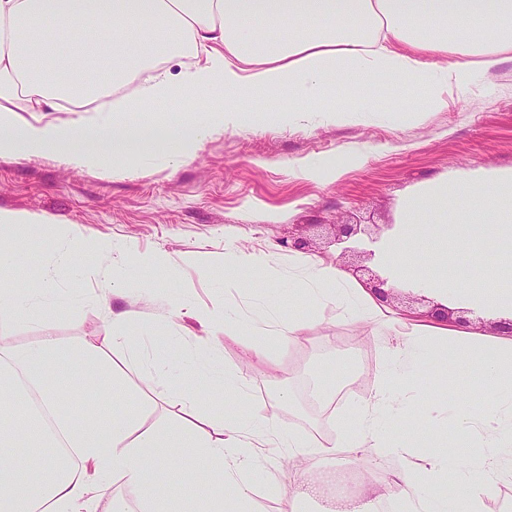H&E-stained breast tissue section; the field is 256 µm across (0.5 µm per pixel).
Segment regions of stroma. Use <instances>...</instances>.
<instances>
[{
	"label": "stroma",
	"instance_id": "obj_1",
	"mask_svg": "<svg viewBox=\"0 0 512 512\" xmlns=\"http://www.w3.org/2000/svg\"><path fill=\"white\" fill-rule=\"evenodd\" d=\"M393 93L389 86L370 90L368 101L377 113L360 122L227 130L200 142L190 158L177 164L169 158L166 139L192 115L170 108L158 115L165 140L153 154L132 157L129 173L121 175L73 169L45 158L0 159V209L46 215L83 236L133 247L118 260L81 251V266L67 284L72 302L28 316L0 311V339L23 347L49 330L66 344L96 343L113 318L137 314L133 350L110 352L112 367L122 377V396L111 399L64 381V410L82 417L96 407L128 409L141 413L144 427L169 424L168 406L153 402L143 380L157 360L166 358L174 373L167 387L194 384V370L174 344L188 349L196 340L212 339L223 365L238 362V337L224 335L220 325L179 314L178 303L210 311L250 302L244 292L225 287L223 271L205 276L183 259L220 253L230 244L250 245L269 256L264 283L282 316L315 322L303 340L278 353L280 375L295 401L292 422L309 432H329V412L304 402L309 373L320 371L332 386L337 361L350 360L361 372L345 382L344 393L362 396L368 387L366 370L382 363L387 334L369 324L339 322L334 304L313 306L289 283L288 260L295 252L283 247V240L293 234L306 237L305 256L339 261L348 277L363 285L372 275H386L387 268L376 257L339 258L332 244L336 225L394 224L404 199L427 180L480 167H512V61L492 70L478 87L457 93L454 105L429 114L420 125H395L382 116ZM348 151L363 154V161L346 164ZM303 158L341 166L342 174L332 182L304 178L289 166ZM10 243L22 264L16 271L0 268V287L34 282L52 250L49 237L14 236ZM157 249L178 257V267L151 271L137 266L136 252ZM437 376L455 383L458 396L468 398L475 391V373L466 362L425 357L414 380L421 392L416 401L420 414H438L448 405L447 397L428 390ZM180 467L190 478L177 483L169 512H208L206 487L191 454L183 455ZM336 467L328 458L302 457L281 469L258 470L252 477L257 489L253 512H321L318 488L308 476ZM273 479L281 494H264Z\"/></svg>",
	"mask_w": 512,
	"mask_h": 512
}]
</instances>
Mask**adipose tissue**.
Listing matches in <instances>:
<instances>
[{
  "mask_svg": "<svg viewBox=\"0 0 512 512\" xmlns=\"http://www.w3.org/2000/svg\"><path fill=\"white\" fill-rule=\"evenodd\" d=\"M103 52L120 60L106 75L93 64ZM504 61H512V0H0V159L121 171L130 156L151 152L160 109L204 97L201 116L170 144V158L180 162L228 129L313 115L355 122L368 110L367 90L393 79L423 97L390 104L389 117L418 125ZM173 62L178 72L170 71ZM339 85L349 89L347 100L333 96ZM32 112L57 118L31 122ZM69 112L80 121L66 120ZM127 112L142 113V123L127 125ZM12 231L59 241L73 235L49 217L0 209V236ZM187 262L203 273L222 265L234 288L268 268L263 251L243 245ZM77 264L76 249L60 251L36 285L1 289L0 307L44 309ZM294 278L313 305L335 303L338 321L366 322L393 337L369 392L338 418L332 436L293 429L282 416L293 404L280 389L275 350L296 342L302 324L276 318L264 293L224 321L225 335L243 338L234 368L218 372L212 346L196 349L204 381L224 390V411L204 414L197 392L178 393L191 421L174 429L145 428L131 413L95 423L61 408L60 363L77 387L111 388L117 379L101 346L128 348V335L104 336L99 345L66 346L50 334L28 347L0 344V399L16 411L0 421V512H97L115 478L144 512H161L187 449L218 488L210 512H251L248 476L267 461L279 466L315 454L349 465L369 451L397 464L362 488L352 512H378L390 501L403 512H482L500 485L512 483V339L483 342L461 327L399 316L320 258L297 264ZM426 349L467 362L481 381V402H452L447 421L429 416L417 426L412 382ZM257 362L279 390L277 415L238 408ZM394 414L403 436L387 427ZM456 431L479 437L480 450L468 460L448 449Z\"/></svg>",
  "mask_w": 512,
  "mask_h": 512,
  "instance_id": "obj_1",
  "label": "adipose tissue"
}]
</instances>
